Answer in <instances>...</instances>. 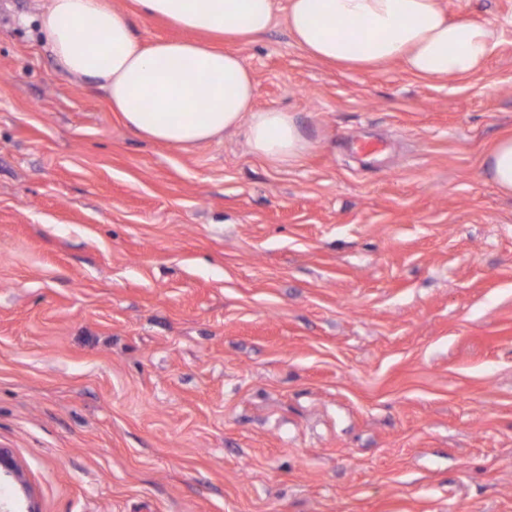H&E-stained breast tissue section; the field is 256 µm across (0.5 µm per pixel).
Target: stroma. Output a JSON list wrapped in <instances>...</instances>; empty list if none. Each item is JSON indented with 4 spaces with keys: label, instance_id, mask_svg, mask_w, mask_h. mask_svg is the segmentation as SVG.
Returning <instances> with one entry per match:
<instances>
[{
    "label": "stroma",
    "instance_id": "1",
    "mask_svg": "<svg viewBox=\"0 0 512 512\" xmlns=\"http://www.w3.org/2000/svg\"><path fill=\"white\" fill-rule=\"evenodd\" d=\"M46 5L0 0V512H512V0H442L496 37L429 80L311 58L276 0L235 50L289 167L133 135ZM487 180L502 194L512 196V136L501 138L483 162Z\"/></svg>",
    "mask_w": 512,
    "mask_h": 512
}]
</instances>
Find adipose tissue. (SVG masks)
<instances>
[{"label":"adipose tissue","mask_w":512,"mask_h":512,"mask_svg":"<svg viewBox=\"0 0 512 512\" xmlns=\"http://www.w3.org/2000/svg\"><path fill=\"white\" fill-rule=\"evenodd\" d=\"M141 14L205 34V41L142 46L128 13L112 0H50L40 32L68 74L104 89L113 111L136 136L184 152L232 130L275 165L308 151L293 113L254 106L255 78L228 43L270 31L275 0H135ZM294 43L314 59L355 71L400 63L420 79L477 73L496 30L453 18L441 0H287ZM487 180L512 196V136L483 162Z\"/></svg>","instance_id":"adipose-tissue-1"}]
</instances>
